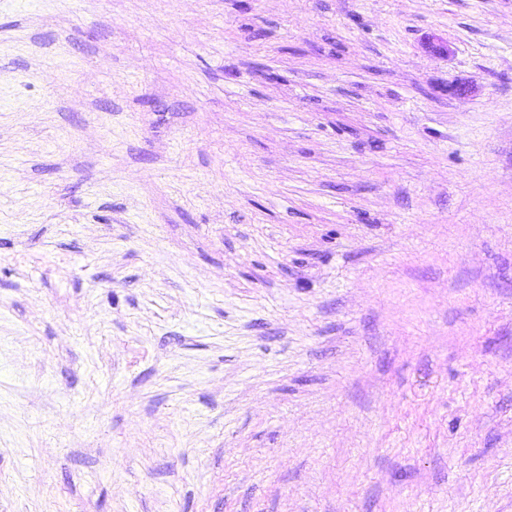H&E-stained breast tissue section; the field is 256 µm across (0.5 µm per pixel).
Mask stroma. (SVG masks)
Instances as JSON below:
<instances>
[{"label":"stroma","mask_w":512,"mask_h":512,"mask_svg":"<svg viewBox=\"0 0 512 512\" xmlns=\"http://www.w3.org/2000/svg\"><path fill=\"white\" fill-rule=\"evenodd\" d=\"M0 512H512V0H0Z\"/></svg>","instance_id":"obj_1"}]
</instances>
